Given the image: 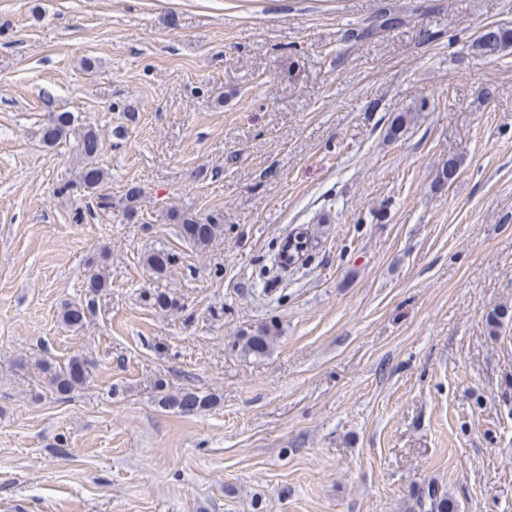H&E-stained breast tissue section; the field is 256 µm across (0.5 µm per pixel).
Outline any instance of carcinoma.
<instances>
[{
	"label": "carcinoma",
	"instance_id": "obj_1",
	"mask_svg": "<svg viewBox=\"0 0 512 512\" xmlns=\"http://www.w3.org/2000/svg\"><path fill=\"white\" fill-rule=\"evenodd\" d=\"M512 47V28L501 25L489 26L482 31L474 43L475 50L483 56H496ZM73 135L77 139V149L84 161L81 168V181L91 195L97 196L100 203H106L107 196L102 194L106 183L105 171L96 163L101 150L99 134L92 128L76 129L75 118L69 112H53L43 128V143L52 147ZM459 163L455 158L448 159L437 177L439 187L454 181L458 174ZM171 218L180 224V234L183 239L199 249L208 247L224 232V217L217 213L206 218L188 216L179 212L171 214ZM314 238L308 231L301 228L290 239L285 237L278 243L275 253V266L286 271L296 264L303 265L309 251L312 249ZM178 261L176 254L164 250L153 251L144 259V263L153 273L163 274ZM85 319V309L81 305L68 303L60 312V321L70 329H78ZM278 338V327L272 323L262 324L255 329L237 337L236 345L245 356L262 358L269 354ZM41 373L48 386L58 395H67L74 389L83 386L88 380V372L83 360L74 358L64 368H55L43 361L39 364ZM159 404L182 414L201 411L211 405V397L201 396L193 391L185 390L178 393H168L159 399ZM415 505L419 512H454L455 505L446 493L431 484L420 487L415 494Z\"/></svg>",
	"mask_w": 512,
	"mask_h": 512
}]
</instances>
